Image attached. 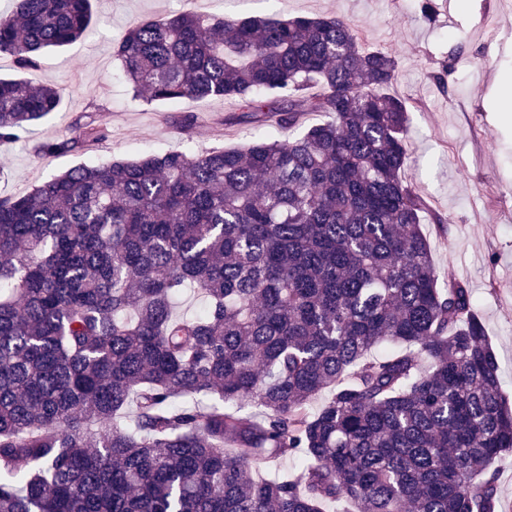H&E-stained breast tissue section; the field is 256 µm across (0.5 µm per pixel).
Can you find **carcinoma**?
Here are the masks:
<instances>
[{"label":"carcinoma","mask_w":512,"mask_h":512,"mask_svg":"<svg viewBox=\"0 0 512 512\" xmlns=\"http://www.w3.org/2000/svg\"><path fill=\"white\" fill-rule=\"evenodd\" d=\"M92 19V0L0 17L19 71L0 77L1 145L63 101L20 72ZM114 56L146 104L231 99L270 134L0 196V512H498L512 409L401 176L397 59L338 16L194 12L131 24ZM309 112L329 120L277 137ZM107 137L87 115L37 151ZM188 286L206 298L189 319ZM288 457L295 475L260 474Z\"/></svg>","instance_id":"cac0c4a2"}]
</instances>
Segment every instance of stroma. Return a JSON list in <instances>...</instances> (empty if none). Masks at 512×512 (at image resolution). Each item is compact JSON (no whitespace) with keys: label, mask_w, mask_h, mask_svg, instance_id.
<instances>
[{"label":"stroma","mask_w":512,"mask_h":512,"mask_svg":"<svg viewBox=\"0 0 512 512\" xmlns=\"http://www.w3.org/2000/svg\"><path fill=\"white\" fill-rule=\"evenodd\" d=\"M432 0L434 22L422 0H96L93 31L44 55L25 71L32 83L66 90L57 112L12 144L0 145V195H19L36 181L89 161L133 160L185 146L203 152L240 148L265 126L232 121L234 108L216 99L176 105L134 100L115 44L130 23L198 10L215 15L286 18L335 14L351 21L364 46L396 56L388 92L409 108L405 176L427 203L422 218L439 274L465 282L499 361L503 394L512 401V118L497 110L500 82L512 80V0ZM452 61L446 87L432 78ZM101 112L110 126L98 148L55 157L38 143L64 134L79 116ZM198 117L190 135L172 122Z\"/></svg>","instance_id":"stroma-1"}]
</instances>
